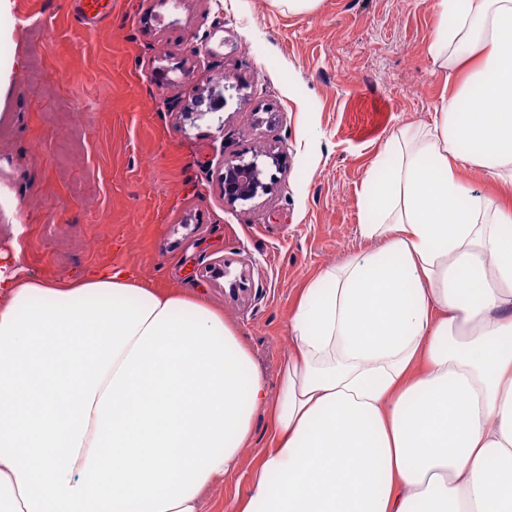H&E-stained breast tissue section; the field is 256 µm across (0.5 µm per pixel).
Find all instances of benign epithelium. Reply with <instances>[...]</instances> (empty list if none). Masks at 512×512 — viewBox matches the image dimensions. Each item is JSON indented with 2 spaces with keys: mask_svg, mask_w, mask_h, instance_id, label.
Listing matches in <instances>:
<instances>
[{
  "mask_svg": "<svg viewBox=\"0 0 512 512\" xmlns=\"http://www.w3.org/2000/svg\"><path fill=\"white\" fill-rule=\"evenodd\" d=\"M237 87L232 84L216 82L206 88L197 85L186 89V104L181 116L194 124L208 121L224 126V107L227 98L233 96ZM280 156L273 150H254L251 157L246 153L224 161V173L221 177L224 200L234 205L246 204L270 194L276 185V177L271 168H279Z\"/></svg>",
  "mask_w": 512,
  "mask_h": 512,
  "instance_id": "1",
  "label": "benign epithelium"
}]
</instances>
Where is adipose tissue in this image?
Returning <instances> with one entry per match:
<instances>
[{
	"label": "adipose tissue",
	"mask_w": 512,
	"mask_h": 512,
	"mask_svg": "<svg viewBox=\"0 0 512 512\" xmlns=\"http://www.w3.org/2000/svg\"><path fill=\"white\" fill-rule=\"evenodd\" d=\"M448 73L388 135L363 252L309 280L270 394L206 299L0 266V512H512V0H433ZM269 422L265 415L256 416L253 421V438L244 448L237 469L217 480L205 498L202 512H226L225 505L248 485L252 471L266 445Z\"/></svg>",
	"instance_id": "ef3b65f1"
}]
</instances>
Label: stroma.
Returning a JSON list of instances; mask_svg holds the SVG:
<instances>
[{
  "instance_id": "1",
  "label": "stroma",
  "mask_w": 512,
  "mask_h": 512,
  "mask_svg": "<svg viewBox=\"0 0 512 512\" xmlns=\"http://www.w3.org/2000/svg\"><path fill=\"white\" fill-rule=\"evenodd\" d=\"M0 16V236L46 279L127 268L199 293L235 325L269 389L290 348L288 318L308 280L365 249L358 192L389 133L428 124L448 73L428 47L432 0H104L88 24L76 0H12ZM204 46L192 55L194 45ZM185 61L179 83L151 77ZM240 87L224 126L183 123L185 87ZM283 152L274 191L229 205L219 177L249 147ZM245 273L236 298L210 267ZM266 416L202 512H225L266 445Z\"/></svg>"
}]
</instances>
